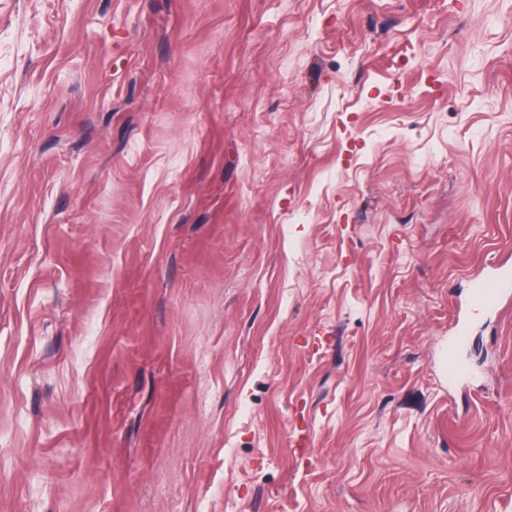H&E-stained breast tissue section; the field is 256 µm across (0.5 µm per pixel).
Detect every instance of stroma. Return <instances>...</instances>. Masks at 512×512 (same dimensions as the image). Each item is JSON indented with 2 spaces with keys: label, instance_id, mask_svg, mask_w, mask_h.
Wrapping results in <instances>:
<instances>
[{
  "label": "stroma",
  "instance_id": "35a3bbf8",
  "mask_svg": "<svg viewBox=\"0 0 512 512\" xmlns=\"http://www.w3.org/2000/svg\"><path fill=\"white\" fill-rule=\"evenodd\" d=\"M505 262L512 0H0V512H512ZM512 294V271L502 270L490 274L479 273L472 278L470 306L492 310L505 296ZM466 337V329L460 327L454 336L448 338V343L442 349V377L448 383H455L466 374V368L457 356V350L466 341Z\"/></svg>",
  "mask_w": 512,
  "mask_h": 512
}]
</instances>
